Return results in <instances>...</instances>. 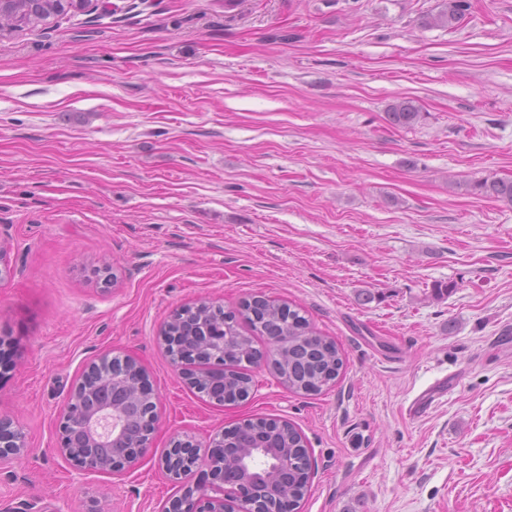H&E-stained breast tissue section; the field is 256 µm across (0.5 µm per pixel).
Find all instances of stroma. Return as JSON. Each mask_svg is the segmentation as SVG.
<instances>
[{
	"label": "stroma",
	"instance_id": "stroma-1",
	"mask_svg": "<svg viewBox=\"0 0 512 512\" xmlns=\"http://www.w3.org/2000/svg\"><path fill=\"white\" fill-rule=\"evenodd\" d=\"M441 2L108 0L0 38V413L31 449L0 508L162 512L172 437L275 418L312 460L300 512H512V203L474 188L512 179V0L424 25ZM253 294L336 341L335 384L259 365L220 405L181 378L168 315ZM106 352L145 367L155 430L81 475L57 413ZM418 108L411 101H398L386 112L388 121L396 126H409L419 117Z\"/></svg>",
	"mask_w": 512,
	"mask_h": 512
}]
</instances>
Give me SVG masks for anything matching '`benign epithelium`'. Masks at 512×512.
<instances>
[{
  "label": "benign epithelium",
  "instance_id": "obj_1",
  "mask_svg": "<svg viewBox=\"0 0 512 512\" xmlns=\"http://www.w3.org/2000/svg\"><path fill=\"white\" fill-rule=\"evenodd\" d=\"M101 0H52L51 13L58 8L91 12ZM12 0H0V34L16 27ZM220 305L213 301L193 304L199 318L188 326L176 325V309L161 329L172 365L194 388H214L224 399V370L231 358L224 344L231 337L215 331L207 315ZM121 372L112 370L110 354L101 355L82 373L58 413V452L81 472H115L133 467L145 456L151 438L128 441V426L142 415L156 422V395L146 371L131 357L122 360ZM27 448L23 432L14 420L0 414V465L11 461ZM190 471L205 469L204 479L182 486L165 512H288V499L280 489L288 485V474L295 470L296 458L286 448H244L235 454L224 447V435L214 438L205 452L192 437H174L162 457V468L172 479L188 477Z\"/></svg>",
  "mask_w": 512,
  "mask_h": 512
}]
</instances>
